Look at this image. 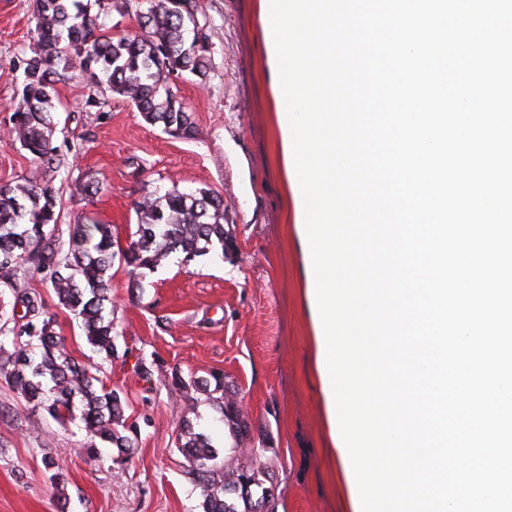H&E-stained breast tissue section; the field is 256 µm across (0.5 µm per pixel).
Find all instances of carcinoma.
Segmentation results:
<instances>
[{
  "label": "carcinoma",
  "instance_id": "1",
  "mask_svg": "<svg viewBox=\"0 0 512 512\" xmlns=\"http://www.w3.org/2000/svg\"><path fill=\"white\" fill-rule=\"evenodd\" d=\"M108 2L34 0L35 43L31 54L21 60L23 81L12 137L51 172L67 165L53 146L54 84L74 70L94 88L87 106L102 107L103 94L108 92L127 99L146 122L172 136L187 138L194 132L192 115L171 90L170 78L207 74L212 42L197 20V0H154L146 8L143 34L134 38L103 32L98 20ZM136 214L133 240L118 253L110 224L78 221L62 229L61 199L50 183L26 178L0 186V288L12 291L25 308L20 318H6L13 327L0 326V336H12L9 349L0 339V375L33 407L57 420L64 421L80 409L90 457L99 442L121 456L133 453L138 429L124 416L126 398L117 389L96 386L100 379L77 362L56 335L53 314L37 297L20 289L15 275L25 265L41 274L59 304L80 320L92 351L109 360L117 357L112 312L107 310L116 255L137 268L153 270L173 252H182L190 261L216 243L224 245V201L205 189L148 195L136 203ZM171 384L214 403L235 442H242L239 413L225 401L223 374L186 379L174 372ZM182 431L180 448L189 463L206 464L191 469L202 488L203 512H239L227 498L231 476L253 471L256 461L235 469L218 465V451L206 434L194 431L188 421Z\"/></svg>",
  "mask_w": 512,
  "mask_h": 512
}]
</instances>
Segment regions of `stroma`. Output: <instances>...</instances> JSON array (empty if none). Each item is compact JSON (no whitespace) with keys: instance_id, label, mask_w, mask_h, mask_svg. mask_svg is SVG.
Instances as JSON below:
<instances>
[{"instance_id":"1","label":"stroma","mask_w":512,"mask_h":512,"mask_svg":"<svg viewBox=\"0 0 512 512\" xmlns=\"http://www.w3.org/2000/svg\"><path fill=\"white\" fill-rule=\"evenodd\" d=\"M197 5L213 43L209 69L205 78L172 83L193 116V137L164 133L116 95L102 109L86 107L90 87L74 73L56 86L53 143L67 166L51 175L7 137L19 61L34 44L33 0H0V186L51 180L62 196V224L111 225L123 246L144 196L204 188L223 198L226 232L225 248L190 261L176 253L152 271L115 258L120 355L111 361L92 352L39 274L19 271L22 288L54 313L70 354L124 393V415L140 437L128 460L107 448L87 457L80 418L53 420L0 376V512H202L201 490L178 446L186 420L240 462L257 455L273 463L268 512H351L320 393L308 253L295 222V173L285 162L262 0ZM92 176L103 189L90 204L71 186ZM175 370L185 377L223 373L249 426L241 446L219 408L170 384ZM49 457L63 467L64 493L50 480Z\"/></svg>"}]
</instances>
